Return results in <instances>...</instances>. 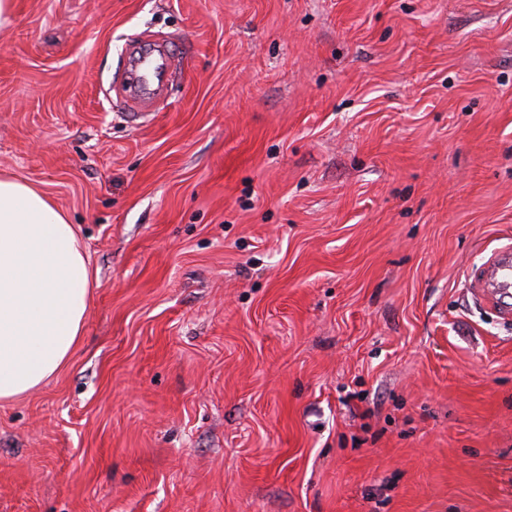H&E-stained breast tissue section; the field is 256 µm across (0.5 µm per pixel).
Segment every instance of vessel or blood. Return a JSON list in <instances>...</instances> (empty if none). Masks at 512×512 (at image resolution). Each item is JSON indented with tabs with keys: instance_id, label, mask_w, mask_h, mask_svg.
<instances>
[{
	"instance_id": "obj_1",
	"label": "vessel or blood",
	"mask_w": 512,
	"mask_h": 512,
	"mask_svg": "<svg viewBox=\"0 0 512 512\" xmlns=\"http://www.w3.org/2000/svg\"><path fill=\"white\" fill-rule=\"evenodd\" d=\"M128 54L129 95L138 109H152L163 98L165 79L173 58L160 43L130 45ZM480 292L484 300L503 311L512 310L511 243L502 244L491 252L484 264Z\"/></svg>"
}]
</instances>
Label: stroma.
I'll use <instances>...</instances> for the list:
<instances>
[{"label":"stroma","instance_id":"1","mask_svg":"<svg viewBox=\"0 0 512 512\" xmlns=\"http://www.w3.org/2000/svg\"><path fill=\"white\" fill-rule=\"evenodd\" d=\"M175 55L129 121V40ZM81 342L0 403V512H512V0H14L0 173ZM483 266V278L480 285L482 298L497 305L504 312L510 313L512 244L505 243L496 247Z\"/></svg>","mask_w":512,"mask_h":512}]
</instances>
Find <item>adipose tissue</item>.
<instances>
[{
  "label": "adipose tissue",
  "mask_w": 512,
  "mask_h": 512,
  "mask_svg": "<svg viewBox=\"0 0 512 512\" xmlns=\"http://www.w3.org/2000/svg\"><path fill=\"white\" fill-rule=\"evenodd\" d=\"M92 270L73 224L40 189L0 175V402L45 383L83 336Z\"/></svg>",
  "instance_id": "adipose-tissue-1"
}]
</instances>
